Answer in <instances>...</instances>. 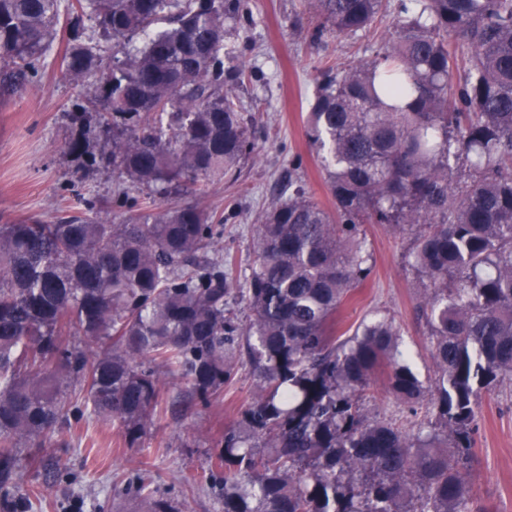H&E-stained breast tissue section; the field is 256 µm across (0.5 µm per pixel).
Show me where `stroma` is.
Wrapping results in <instances>:
<instances>
[{
	"instance_id": "obj_1",
	"label": "stroma",
	"mask_w": 512,
	"mask_h": 512,
	"mask_svg": "<svg viewBox=\"0 0 512 512\" xmlns=\"http://www.w3.org/2000/svg\"><path fill=\"white\" fill-rule=\"evenodd\" d=\"M248 7L249 20L237 26L229 43L233 63L250 75L237 95L244 116L253 121L256 151L242 162L236 181L207 186L202 198L223 214L224 248L245 276L259 216L272 199L287 195L289 184L303 186L332 208L326 175L306 138L318 71L347 69L373 55L393 19L388 11L364 31L329 34L317 42L312 34L320 20L309 0H248ZM80 98L79 88L62 78L51 58L24 92L0 97V213L53 221L79 195L111 196V169L85 168L64 149L75 133L67 114ZM365 231L374 271L342 305L338 319L346 328L375 314L392 317L414 372L429 381L430 339L416 314L424 291L408 264L410 241L382 224L366 225ZM255 391L254 376L242 367L222 399L161 413L133 448L114 423L72 421L54 443L72 482L49 488L26 512H141L147 492L167 499L177 512H224L211 459ZM365 405L372 415L407 430L416 420V405L394 397L380 380ZM473 454L468 480L478 504L486 512H512V384L481 394Z\"/></svg>"
}]
</instances>
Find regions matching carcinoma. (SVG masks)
I'll list each match as a JSON object with an SVG mask.
<instances>
[{
  "instance_id": "carcinoma-1",
  "label": "carcinoma",
  "mask_w": 512,
  "mask_h": 512,
  "mask_svg": "<svg viewBox=\"0 0 512 512\" xmlns=\"http://www.w3.org/2000/svg\"><path fill=\"white\" fill-rule=\"evenodd\" d=\"M383 0H311L314 39L353 35ZM374 55L319 71L306 136L334 209L302 186L257 225L251 273L224 251V216L195 200L238 179L255 150L236 90L229 20L247 0H0L7 89L44 69L61 20L142 47L108 56L75 36L60 72L94 97L68 113L65 145L118 173L112 196L79 198L55 223L0 215V498L21 456L48 452L84 415L135 445L168 380L203 403L242 362L258 381L224 431V512H485L468 482L476 405L512 380V0H397ZM165 21L156 31L153 25ZM462 82L452 81L458 63ZM123 217L116 224V216ZM365 224L413 239L435 378L428 386L394 321L336 336V313L374 262ZM246 304L249 321L232 305ZM425 405L409 433L362 404L377 373Z\"/></svg>"
}]
</instances>
